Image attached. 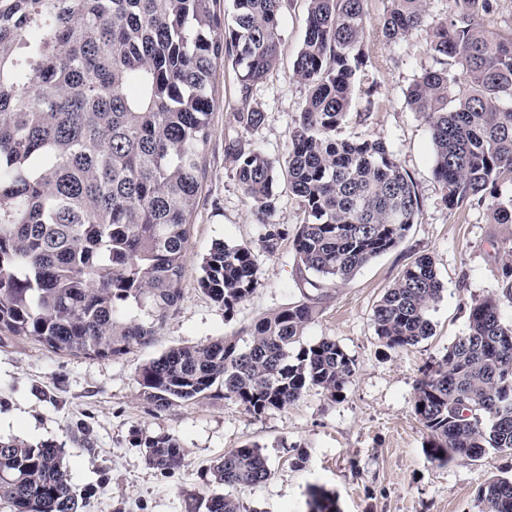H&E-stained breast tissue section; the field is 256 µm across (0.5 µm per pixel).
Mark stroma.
<instances>
[{"label": "stroma", "instance_id": "obj_1", "mask_svg": "<svg viewBox=\"0 0 512 512\" xmlns=\"http://www.w3.org/2000/svg\"><path fill=\"white\" fill-rule=\"evenodd\" d=\"M388 0H368L366 45L371 53L365 83L379 104L355 96L347 139L380 138L412 178L421 201L416 224L392 251L363 266L346 283L303 284L291 240L275 253L260 249L264 233L225 153L224 135L235 129L239 84L230 59L213 75L212 138L191 216L183 300L144 345L98 358L56 353L33 338L0 331V437L50 443L63 452L80 512H206L211 496L239 500L244 512H308V490L334 493L340 512H479L475 493L489 478L512 474V455L488 453L477 461L438 465L424 454L426 432L414 413L415 386L426 363L439 358L468 329L471 301L496 291L512 224L491 220L489 203L457 212L444 208L434 175V148L422 114L406 94L425 68L430 30L384 44L379 21ZM308 0H290L280 19L275 68L254 85L252 102L266 115L242 132L247 145L276 164L274 223H301L300 202L288 187V134L308 88L293 74L302 45ZM366 114L359 122L358 114ZM253 246L258 283L232 313L202 292L201 263L216 242ZM432 257L443 291L430 312L433 334L390 352L374 333L373 309L404 267ZM318 314L302 338H330L354 359L356 370L338 399L312 389L294 405L254 415L228 399L200 398L164 410L142 395L140 366L173 346L205 345L228 336L246 338L254 322L306 298ZM171 436L184 450L182 464L163 474L147 461L146 442ZM258 447L270 478L252 487L217 484L213 466L228 451ZM306 461L296 464L297 454Z\"/></svg>", "mask_w": 512, "mask_h": 512}]
</instances>
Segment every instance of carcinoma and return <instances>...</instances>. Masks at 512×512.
<instances>
[{
    "label": "carcinoma",
    "mask_w": 512,
    "mask_h": 512,
    "mask_svg": "<svg viewBox=\"0 0 512 512\" xmlns=\"http://www.w3.org/2000/svg\"><path fill=\"white\" fill-rule=\"evenodd\" d=\"M0 0V330L31 336L55 352L114 357L148 342L183 298L190 217L212 135L214 65L239 68L238 128L260 127L252 86L274 68L286 0ZM367 0H309L294 73L308 87L289 132L287 177L304 221L293 248L299 272L348 282L396 248L421 205L410 175L381 139L350 140L358 74L370 61ZM427 52L435 66L407 93L427 122L434 174L446 209L493 199L492 219L512 223V33L486 29L491 0H452ZM425 23L423 0H389V41ZM226 153L256 218L261 249L273 254L288 229L276 209L277 171L237 138ZM257 285L254 251L215 243L199 287L229 314ZM442 287L433 261L408 264L374 308L381 346L397 350L431 335L428 312ZM512 250L498 292L469 306L467 332L416 385L414 410L428 433L431 463L512 454ZM311 302L257 320L250 340L178 346L139 369L143 397L157 410L198 398L230 399L260 415L298 402L310 389L336 400L355 362L336 341L300 345ZM161 472L178 466L173 437L148 445ZM255 446L234 448L215 480L251 487L269 479ZM480 512H512V477L479 487ZM0 501L11 512H78L60 451L0 438ZM309 512H339L336 497L309 489ZM207 512H243L211 498Z\"/></svg>",
    "instance_id": "cac0c4a2"
}]
</instances>
